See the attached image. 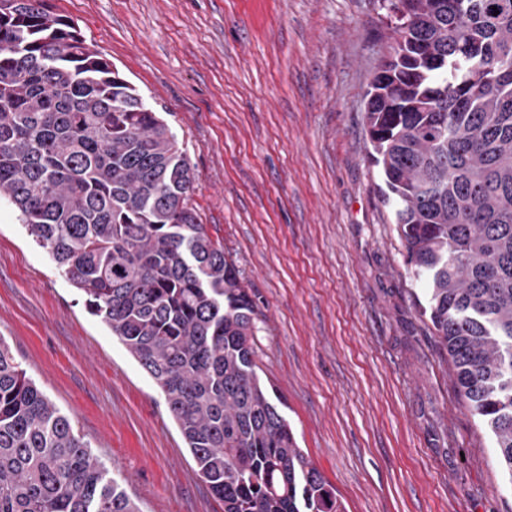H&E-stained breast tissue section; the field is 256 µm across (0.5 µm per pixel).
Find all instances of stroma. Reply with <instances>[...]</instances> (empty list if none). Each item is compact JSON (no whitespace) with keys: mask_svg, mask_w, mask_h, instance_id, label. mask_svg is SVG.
I'll list each match as a JSON object with an SVG mask.
<instances>
[{"mask_svg":"<svg viewBox=\"0 0 512 512\" xmlns=\"http://www.w3.org/2000/svg\"><path fill=\"white\" fill-rule=\"evenodd\" d=\"M49 3L176 133L256 305L257 372L347 512H512L369 158L378 0ZM0 337L140 512H224L155 382L3 204Z\"/></svg>","mask_w":512,"mask_h":512,"instance_id":"1","label":"stroma"}]
</instances>
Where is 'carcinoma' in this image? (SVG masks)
I'll return each instance as SVG.
<instances>
[{
    "label": "carcinoma",
    "mask_w": 512,
    "mask_h": 512,
    "mask_svg": "<svg viewBox=\"0 0 512 512\" xmlns=\"http://www.w3.org/2000/svg\"><path fill=\"white\" fill-rule=\"evenodd\" d=\"M380 8L382 200L512 480V0ZM192 188L176 134L72 19L0 0V200L154 380L224 512H345L256 371L255 305ZM0 512H140L1 337Z\"/></svg>",
    "instance_id": "obj_1"
}]
</instances>
